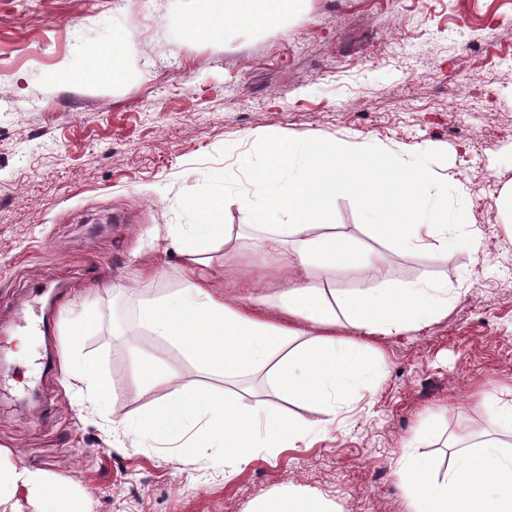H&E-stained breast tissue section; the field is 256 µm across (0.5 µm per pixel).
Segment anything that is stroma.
I'll list each match as a JSON object with an SVG mask.
<instances>
[{"mask_svg":"<svg viewBox=\"0 0 512 512\" xmlns=\"http://www.w3.org/2000/svg\"><path fill=\"white\" fill-rule=\"evenodd\" d=\"M200 0H0V468H34L89 498L91 512H246L260 493L311 490L336 512H411L397 471L404 448L442 477L455 438L488 432L485 405L512 394V230L496 206L512 180V0H304L279 23L185 37ZM130 41L127 77L71 83L87 52ZM425 161L473 190L463 218L477 251L398 255L363 224L353 196L330 221L383 252L382 274L341 271V288L448 284L446 315L365 337L378 375L348 409L276 396L263 374L244 405L267 400L306 421V445L257 451L232 474L146 435L115 447L107 424L163 404L200 373L164 339L125 340L141 300L180 288L171 224L198 223L190 189L224 196L223 224L248 221V171L283 134ZM99 315L72 345V309ZM33 331L29 355L13 336ZM171 378L144 390L132 349ZM94 361L110 392L78 411L68 364Z\"/></svg>","mask_w":512,"mask_h":512,"instance_id":"stroma-1","label":"stroma"}]
</instances>
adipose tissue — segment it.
<instances>
[{"label":"adipose tissue","mask_w":512,"mask_h":512,"mask_svg":"<svg viewBox=\"0 0 512 512\" xmlns=\"http://www.w3.org/2000/svg\"><path fill=\"white\" fill-rule=\"evenodd\" d=\"M298 0H215L211 10L189 13L187 38L220 35L230 25L274 23ZM469 199L470 187L444 175L418 157L379 152L353 154L339 140L282 135L268 142L263 160L250 176L245 204L254 222L250 235L232 232L218 219L224 199L187 193L186 209L197 224H173L181 243L182 286L141 302L138 329L162 337L193 360L205 374L224 378V395L184 385L159 409L122 425L125 437L152 435L159 443H182L202 460L247 464L257 449L275 452L305 442L311 430L300 420L273 412L262 400L244 409L238 377L263 371L277 394L311 401L329 411L343 409L359 381L373 376L362 337L400 334L447 313L451 296L443 284L347 290L336 285L340 270H376L380 254L359 249L342 226L331 223L337 197L354 196L368 228L386 237L398 254L431 252L447 258L466 247L478 249L475 231L465 229L440 195ZM220 240L228 255L244 247L270 250L286 277L271 295L241 289L226 296L209 270L206 242ZM356 329L359 340L336 338L338 322ZM316 329L305 338L306 328ZM396 467L406 484L413 512H512V453L489 440L476 450H460L442 478L431 463L405 449ZM13 491L24 502L11 512H49L55 500L66 512H90L87 499L71 496L66 484L46 482L40 470L10 474ZM246 512H335L316 495L282 489L255 497Z\"/></svg>","instance_id":"ef3b65f1"}]
</instances>
